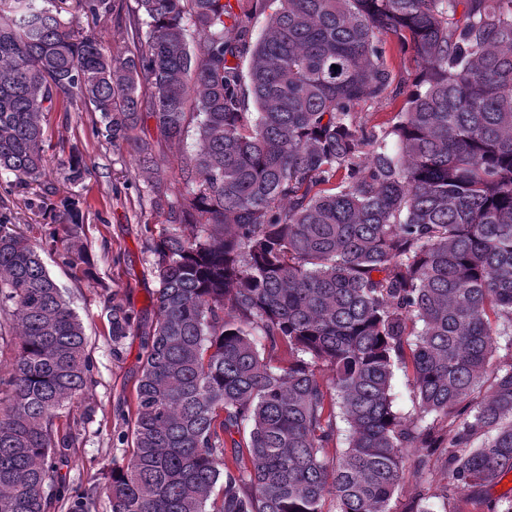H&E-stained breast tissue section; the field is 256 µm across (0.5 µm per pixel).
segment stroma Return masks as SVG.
<instances>
[{
	"label": "stroma",
	"mask_w": 512,
	"mask_h": 512,
	"mask_svg": "<svg viewBox=\"0 0 512 512\" xmlns=\"http://www.w3.org/2000/svg\"><path fill=\"white\" fill-rule=\"evenodd\" d=\"M91 115L87 112H55L49 128L51 163L37 190L0 189V203L20 231L40 237L56 220L50 205L58 196L75 192L88 202L84 239L90 249L97 277L88 283L65 267L57 250L43 255L50 274L66 290L72 308L79 315L88 339V349L96 363L95 384L61 414V429H73L79 442L67 459L59 462L58 472L71 485L102 481L112 467V435L121 426L123 414L131 412L140 370L141 339L130 335L121 342L120 356L112 354V338L107 321L106 298L115 295L127 307L153 316L151 298L158 287L146 251L145 225L160 227L161 216L152 214L140 198L144 183L137 165L127 151L98 144L91 135ZM79 149L90 167L80 184L67 180V169L59 159ZM40 194L42 210H31L27 200ZM92 408L91 422L81 423L84 408Z\"/></svg>",
	"instance_id": "1"
}]
</instances>
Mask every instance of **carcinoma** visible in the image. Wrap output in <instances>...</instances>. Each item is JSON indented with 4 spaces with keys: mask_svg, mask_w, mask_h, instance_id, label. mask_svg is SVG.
<instances>
[{
    "mask_svg": "<svg viewBox=\"0 0 512 512\" xmlns=\"http://www.w3.org/2000/svg\"><path fill=\"white\" fill-rule=\"evenodd\" d=\"M114 13L115 48L84 28ZM401 95L387 127L359 112ZM76 102L166 216L156 319L107 301L113 353L143 338L136 409L73 492L56 421L95 364L43 244L0 216V512H392L411 458L403 512H460L512 472V0H0V174L39 181ZM190 135L174 193L157 149ZM83 205L60 198L50 239L90 278ZM393 394L402 414L416 415V404L413 401V394L408 384L407 376L403 371L396 372L393 381Z\"/></svg>",
    "mask_w": 512,
    "mask_h": 512,
    "instance_id": "carcinoma-1",
    "label": "carcinoma"
}]
</instances>
